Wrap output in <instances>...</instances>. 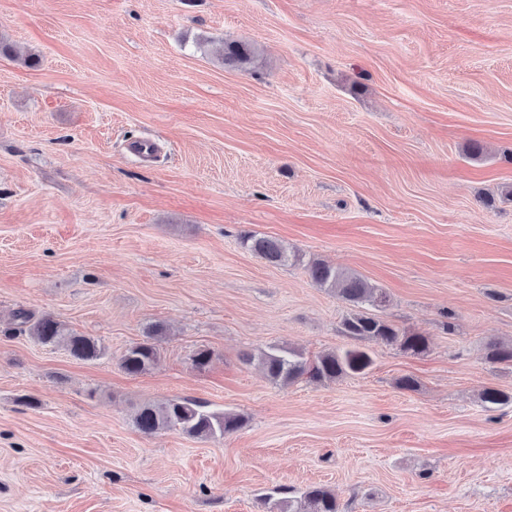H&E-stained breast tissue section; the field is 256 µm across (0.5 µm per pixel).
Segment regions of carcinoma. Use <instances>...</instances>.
I'll return each mask as SVG.
<instances>
[{"mask_svg":"<svg viewBox=\"0 0 512 512\" xmlns=\"http://www.w3.org/2000/svg\"><path fill=\"white\" fill-rule=\"evenodd\" d=\"M255 49L242 42H230L223 47V61L243 68L253 62ZM242 246L273 265H283L289 260L285 246L276 239L245 234L240 237ZM312 282L338 296L356 309L343 320L344 335L353 345L319 355L309 361L303 354L286 346H270L256 354H248L244 360H258L267 378L276 385H287L306 376L316 382H332L352 375H363L373 365L372 354L361 348V342H376L394 346L405 355L421 356L430 348L428 335L400 329L375 311L384 309L389 298L387 293L354 274L313 261L308 266ZM19 326L27 327L31 335L44 345L62 344L69 354L84 361L95 360L103 354V348L89 336L65 330L62 323L50 315L33 319L25 310L15 314ZM486 360L493 364L512 365V342L489 341L485 346ZM159 361L156 343L145 340L129 346L120 359V368L129 376L149 372ZM480 400L488 409H496L512 403V394L494 387L485 388ZM243 416L234 413L214 412L206 405L188 399H172L162 404L142 405L135 416L134 425L143 434H153L168 427H178L189 437L209 439L222 437L241 428ZM265 503H273L277 512H342L336 494L323 486H312L297 491L288 486H277L263 497Z\"/></svg>","mask_w":512,"mask_h":512,"instance_id":"cac0c4a2","label":"carcinoma"}]
</instances>
